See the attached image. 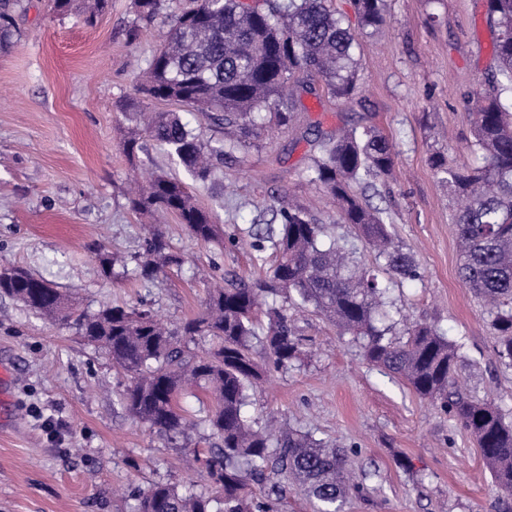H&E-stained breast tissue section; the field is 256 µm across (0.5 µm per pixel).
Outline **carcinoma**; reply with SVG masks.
I'll list each match as a JSON object with an SVG mask.
<instances>
[{
	"label": "carcinoma",
	"mask_w": 512,
	"mask_h": 512,
	"mask_svg": "<svg viewBox=\"0 0 512 512\" xmlns=\"http://www.w3.org/2000/svg\"><path fill=\"white\" fill-rule=\"evenodd\" d=\"M486 2L496 29L498 69L492 82L501 92L512 91V0ZM52 5L59 16L80 10L92 23L108 0H52ZM17 7L18 0H0V46L12 34ZM354 7L360 29L385 23L384 0H354ZM133 8L137 24L129 31L131 39L137 38L140 24L163 14L170 29L138 86L143 102L133 119L143 120L148 140L132 130L121 142L131 159L149 154L151 141L195 181L207 182L262 134L295 124L297 114L307 111L303 98L318 99L323 92L347 101L356 90L357 42L328 0H188L168 14L166 0H133ZM473 97L484 166H450L439 152L430 156V164L457 201L460 277L491 306L499 357L511 363L512 113L496 98L478 91ZM146 101L203 112L224 135L206 139L176 112L147 111ZM317 143L309 181L336 199L337 223L377 250L390 279L420 277L396 245L384 211L368 206L357 192L392 176L394 152L386 138L373 126L357 124L339 135L322 134ZM128 203L138 214L174 216L198 241L220 248L238 243V234L214 224L185 182L166 173L135 186ZM276 218L278 223L258 224L251 233L256 260L264 264L267 256L273 258L265 274L209 292L205 312L175 329L144 304L105 302L93 312H78L52 283L25 268L0 272L1 295L74 327L86 345L123 371L129 383L118 404L159 435L184 431L179 399L189 386L211 392L202 422L222 448L207 455L197 451L193 462L217 494L158 482L134 495V512H267L265 503L249 499V490L268 484L279 495L285 491L283 481L305 491L314 512H340L351 490L345 452L299 429L262 428L246 412L250 391L262 378L252 340H259L276 370L301 361L290 305L313 307L360 344L368 365L404 380L418 397L451 414L475 440L496 485L511 494L512 424L491 403L457 389L458 346L424 324L408 328L404 339L387 337L390 327L380 315L389 284L380 270L359 264L309 211L282 199ZM134 262L131 274L147 284L185 259L154 228ZM202 337L211 338L210 347L199 346Z\"/></svg>",
	"instance_id": "cac0c4a2"
}]
</instances>
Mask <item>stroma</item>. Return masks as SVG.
Here are the masks:
<instances>
[{
    "label": "stroma",
    "instance_id": "obj_1",
    "mask_svg": "<svg viewBox=\"0 0 512 512\" xmlns=\"http://www.w3.org/2000/svg\"><path fill=\"white\" fill-rule=\"evenodd\" d=\"M23 5L0 47V268H27L75 293L87 311L145 301L173 325L202 310L208 288L255 276L249 238L221 250L170 215L162 230L182 267L150 284L104 275L99 251L128 262L141 250L145 219L127 200L133 163L120 146L130 126L123 110L139 100V77L167 26L155 20L132 42V0H110L91 25L77 13L54 14L50 0ZM385 18L381 31L357 33L360 81L351 100L311 104L294 126L225 167L219 186L189 187L227 231L270 222L278 198L291 197L372 266L373 249L338 223L334 200L310 182L316 149L302 133L311 124L327 134L357 123L377 128L394 148L395 173L363 198L388 211L396 243L420 273L388 292L391 334L412 322L444 332L460 347L461 388L512 422V364L497 355L489 308L459 277L453 195L430 165L437 151L453 165L482 163L468 97L487 91L495 65L486 0H385ZM294 318L303 359L270 371L248 410L347 451L359 490L343 512H512V494L496 489L450 414L370 367L350 336L316 314ZM5 361L15 367L19 416L0 424V512H133L135 493L155 482L204 485L183 458L215 448L208 430L197 424L165 438L133 419L116 402L127 378L106 355L74 328L0 296Z\"/></svg>",
    "mask_w": 512,
    "mask_h": 512
}]
</instances>
